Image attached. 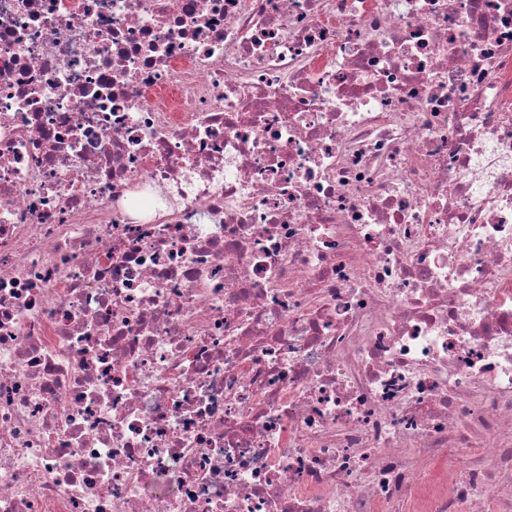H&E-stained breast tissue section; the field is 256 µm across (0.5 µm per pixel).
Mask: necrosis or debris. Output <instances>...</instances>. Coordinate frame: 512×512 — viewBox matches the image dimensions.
<instances>
[{
    "instance_id": "1",
    "label": "necrosis or debris",
    "mask_w": 512,
    "mask_h": 512,
    "mask_svg": "<svg viewBox=\"0 0 512 512\" xmlns=\"http://www.w3.org/2000/svg\"><path fill=\"white\" fill-rule=\"evenodd\" d=\"M0 512H512V0H0Z\"/></svg>"
}]
</instances>
